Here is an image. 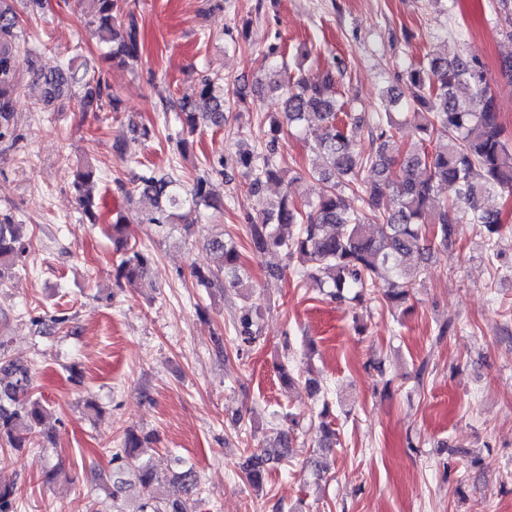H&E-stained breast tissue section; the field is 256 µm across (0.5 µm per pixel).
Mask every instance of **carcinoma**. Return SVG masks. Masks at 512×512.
Instances as JSON below:
<instances>
[{
    "label": "carcinoma",
    "mask_w": 512,
    "mask_h": 512,
    "mask_svg": "<svg viewBox=\"0 0 512 512\" xmlns=\"http://www.w3.org/2000/svg\"><path fill=\"white\" fill-rule=\"evenodd\" d=\"M15 2L0 0V139L8 135L15 112V60L23 50L30 56L31 78L43 87L44 105L70 100L86 109L119 111V100L104 73L81 74L72 60L65 68L49 70L38 63L36 51L21 40ZM94 3L89 26L107 48L104 59L119 66L138 59L141 27L129 0ZM498 5L500 34L512 41V0H498ZM275 54L274 48L267 54V86L283 95L287 125L321 124L323 133L312 146L306 174L321 180L326 189L304 208L290 202L288 191H283L274 208L248 225L254 252H284L288 263L297 264L320 292L338 302L362 304L378 294L399 308L409 300L433 250L454 244L457 225L473 224L490 239L502 235V214L487 207L485 200L498 190L512 191V136L505 135L496 96L478 54L427 55L403 74L409 92L389 91V103L399 113L387 112L375 119L361 114L352 124L340 117L345 102L335 91L344 74L343 61H334L321 81L311 82L301 74L288 75L285 62L275 59ZM226 93L223 78L206 77L198 99L185 96L165 107L179 112L182 126L193 132L200 100L211 123L220 126ZM360 123L368 131L365 153L356 149L351 136L352 125ZM408 123L415 142L403 147L396 141V130ZM279 133L280 123L275 121L263 147L239 149V163L253 192L270 182L284 183ZM434 135L442 143L429 151L426 142ZM394 165L401 171L397 182L389 178ZM95 176L96 168L87 163L75 169L72 181L82 214L91 224L98 223V206L84 187ZM441 185L448 186L453 196L437 207L435 190ZM207 186L203 177L189 188L175 171L145 172L137 185L140 219L149 224H195L202 209L224 207L213 200ZM20 228L12 214L0 211V284L27 256L28 244L22 241ZM206 246L216 256V269L197 270L194 276L202 288L229 287L243 294L230 341L237 356H246L260 347L262 336L260 309L246 293L240 253L233 241L221 237L209 239ZM149 263L147 253L126 247L117 270L133 282L145 274ZM2 347L0 341V449L21 452L42 434L47 409L33 395L31 367L9 358ZM287 418L288 430L277 442L252 452L243 463L254 488L262 485L270 463L288 459L290 430L298 420L290 414ZM143 441L130 430L111 453L112 512H195L188 501L164 494L168 477L148 461L134 480L125 479V460L142 448ZM17 500L15 486L0 484V512H17Z\"/></svg>",
    "instance_id": "cac0c4a2"
}]
</instances>
